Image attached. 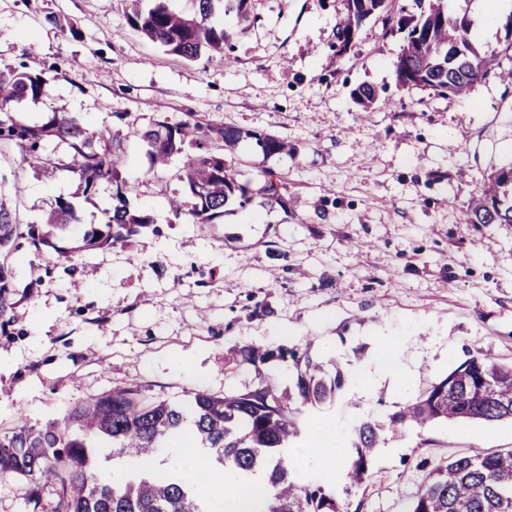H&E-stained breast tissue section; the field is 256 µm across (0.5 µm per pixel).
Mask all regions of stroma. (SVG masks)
Returning a JSON list of instances; mask_svg holds the SVG:
<instances>
[{
  "label": "stroma",
  "mask_w": 512,
  "mask_h": 512,
  "mask_svg": "<svg viewBox=\"0 0 512 512\" xmlns=\"http://www.w3.org/2000/svg\"><path fill=\"white\" fill-rule=\"evenodd\" d=\"M471 22V41L498 64L466 97L402 89L394 64L403 41L369 20L344 59L333 58L342 0H251L259 22L234 35L232 66L189 62L128 22L130 0H0V69L41 75L38 98L15 115L40 124L66 113L94 131L212 123L275 135L291 155L262 157L254 140L234 151L239 169L282 173L292 202L255 197L248 211L211 224L175 216L187 189L177 173L197 146L163 171L149 148L127 139L122 176L129 207L154 222L125 241L57 250L20 240L11 257L18 320L0 332V437L19 419L41 427L74 404L138 384L186 402L192 392H245L260 379L292 388V364L253 368L242 346L287 345L332 361L345 385L312 414L337 448L336 463H294L300 479L327 488L337 512H404L424 476L455 456L512 450V420L436 421L382 435L368 476L347 483L353 428L387 424L416 396L473 356L512 364V224H473L484 175L512 163V52L496 0H450ZM362 84L377 101L358 104ZM0 153V199L21 223L43 224L69 201L80 229L105 223L115 185L84 192L79 178L19 169ZM386 357L390 371L375 363ZM38 505H31V495ZM57 489L0 478V512H51Z\"/></svg>",
  "instance_id": "obj_1"
}]
</instances>
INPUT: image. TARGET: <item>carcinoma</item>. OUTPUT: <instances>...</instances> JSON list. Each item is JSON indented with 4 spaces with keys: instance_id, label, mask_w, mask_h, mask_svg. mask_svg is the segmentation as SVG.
<instances>
[{
    "instance_id": "obj_1",
    "label": "carcinoma",
    "mask_w": 512,
    "mask_h": 512,
    "mask_svg": "<svg viewBox=\"0 0 512 512\" xmlns=\"http://www.w3.org/2000/svg\"><path fill=\"white\" fill-rule=\"evenodd\" d=\"M129 16L131 27L148 40L188 61L207 54L211 61L231 63L233 33L215 22L219 13L237 16L244 28L257 22L250 0H194L191 13L170 9L155 0L143 11L139 0ZM398 0H345L334 33L336 57H342L366 21L381 20L384 34H403L404 44L395 62L397 85L429 88L441 96L467 94L474 82L497 65L493 54H480L467 41L471 22L448 10V0H413L417 11L396 6ZM43 79L30 73L0 71V152L15 148L18 166L39 168L47 164L44 143L55 137L65 142L71 160L56 167L79 176L84 191L101 181L115 183L117 204L106 224L83 237V247H104L121 242L140 228L154 223L149 214L130 211L120 182L123 143L130 137L146 141L152 166H164L182 151L186 142L202 146L220 142L224 154L208 151L187 158L178 178L189 199L171 200L175 214H187L195 224H210L234 203L240 210L263 194L284 206L287 182L281 174L260 168L256 181L242 182L229 156L244 139H253L263 157L294 150L287 141L238 127L199 120L176 124L160 122L141 130L131 125L126 134L89 130L75 116L53 115L41 125L16 118L11 104L37 97ZM474 224H512V164L483 179L482 193L471 209ZM77 217L71 203L60 201L38 228L22 224L17 212L0 202V331L14 322L15 302L10 263L16 241L31 240L36 249L55 248L54 239L72 232ZM273 358L291 360L296 369L293 392L283 393L270 380H261L244 393L212 395L199 390L186 405L150 397L138 386L115 389L88 403L71 407L63 421L42 428L27 426L24 417L11 435L0 438V474L22 475L59 485L54 512H210L198 493L199 483L178 471H131L118 484L96 475L95 461L102 447L95 439L112 442V456L145 458L188 434L209 450L227 471L241 479L266 473L267 512H336L334 500L316 484H305L291 474L282 451L310 434V412L336 402L345 379L340 371L330 375L308 354L294 349L248 346L243 363L255 368ZM512 419V366L472 357L422 391L390 425L422 427L432 421L477 419L495 422ZM382 427L363 422L355 426L351 455L343 477L352 484L367 475L369 454L377 447ZM407 512H512V451L484 456H461L428 472Z\"/></svg>"
}]
</instances>
